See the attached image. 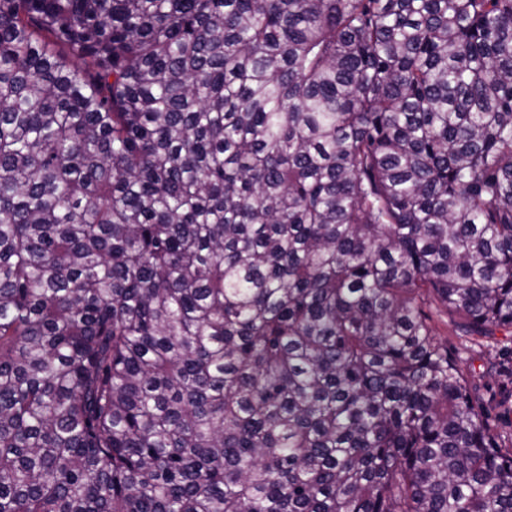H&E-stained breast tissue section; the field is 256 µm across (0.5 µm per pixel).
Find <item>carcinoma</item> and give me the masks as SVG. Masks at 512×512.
<instances>
[{
  "instance_id": "obj_1",
  "label": "carcinoma",
  "mask_w": 512,
  "mask_h": 512,
  "mask_svg": "<svg viewBox=\"0 0 512 512\" xmlns=\"http://www.w3.org/2000/svg\"><path fill=\"white\" fill-rule=\"evenodd\" d=\"M512 0H0V512H512ZM505 345L506 348H501L502 344H500L498 348L490 351V353L481 354L470 347H466L464 341L458 336H451L448 333V347L458 350L461 359L475 368L477 372L484 362H491L496 365L500 376L494 374L492 378H485L482 381L485 385L483 392L486 398L493 401V404L498 405L495 411L492 412L496 432L507 439L512 436V385L509 384V389L505 391L500 388L499 382L506 378L511 380L512 344L505 343Z\"/></svg>"
}]
</instances>
